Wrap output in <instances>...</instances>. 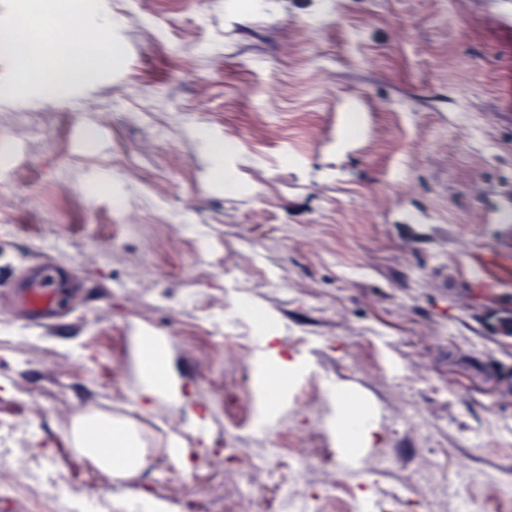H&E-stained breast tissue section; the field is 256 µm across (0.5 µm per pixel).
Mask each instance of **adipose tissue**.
<instances>
[{"label": "adipose tissue", "instance_id": "1", "mask_svg": "<svg viewBox=\"0 0 512 512\" xmlns=\"http://www.w3.org/2000/svg\"><path fill=\"white\" fill-rule=\"evenodd\" d=\"M95 71V66L81 63L59 70L25 63L20 67L19 83L0 91V97L16 104L30 102L35 94L45 99L58 98L87 81ZM138 343L143 355L137 363L132 383L138 403L149 409L162 401L183 402L180 386L168 375L162 342L151 336H142ZM79 452L112 479L132 478L147 463V451L138 434L127 422L119 419L90 424L80 440Z\"/></svg>", "mask_w": 512, "mask_h": 512}]
</instances>
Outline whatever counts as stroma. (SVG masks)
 I'll return each mask as SVG.
<instances>
[{
    "label": "stroma",
    "instance_id": "1",
    "mask_svg": "<svg viewBox=\"0 0 512 512\" xmlns=\"http://www.w3.org/2000/svg\"><path fill=\"white\" fill-rule=\"evenodd\" d=\"M263 2L73 0L108 64L0 102V422L120 505L236 498L204 464L236 434L274 451L261 512L299 448L322 512H512V0ZM41 258L79 280L47 328L10 297ZM149 333L183 404L133 395ZM90 411L135 425L139 475L72 448ZM339 447L391 464L340 480Z\"/></svg>",
    "mask_w": 512,
    "mask_h": 512
}]
</instances>
